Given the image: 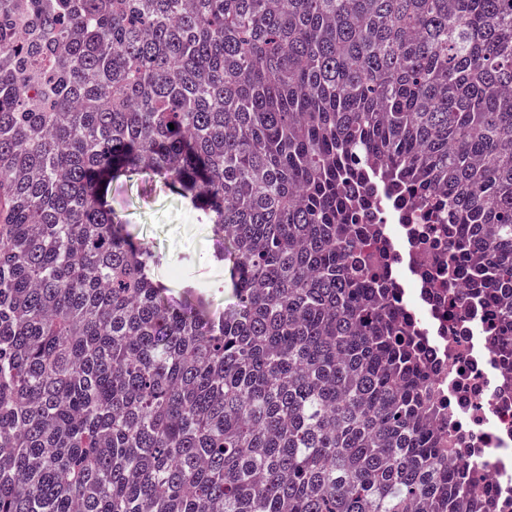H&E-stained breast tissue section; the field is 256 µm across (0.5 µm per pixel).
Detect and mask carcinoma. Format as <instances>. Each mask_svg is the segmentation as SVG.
Instances as JSON below:
<instances>
[{
    "mask_svg": "<svg viewBox=\"0 0 512 512\" xmlns=\"http://www.w3.org/2000/svg\"><path fill=\"white\" fill-rule=\"evenodd\" d=\"M138 173L212 225L223 312L115 216ZM369 188L511 361L512 0H0V512H489Z\"/></svg>",
    "mask_w": 512,
    "mask_h": 512,
    "instance_id": "1",
    "label": "carcinoma"
}]
</instances>
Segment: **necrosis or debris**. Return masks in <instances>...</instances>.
<instances>
[{
    "label": "necrosis or debris",
    "mask_w": 512,
    "mask_h": 512,
    "mask_svg": "<svg viewBox=\"0 0 512 512\" xmlns=\"http://www.w3.org/2000/svg\"><path fill=\"white\" fill-rule=\"evenodd\" d=\"M373 199L359 221L399 227L382 268L398 289V320L427 338L429 380L455 427L454 458L478 474L475 491L490 512H512V366L495 348L492 304L470 302L463 275L438 277L439 257L421 248L430 217L379 192Z\"/></svg>",
    "instance_id": "necrosis-or-debris-1"
}]
</instances>
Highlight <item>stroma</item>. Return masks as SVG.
Here are the masks:
<instances>
[{
	"instance_id": "35a3bbf8",
	"label": "stroma",
	"mask_w": 512,
	"mask_h": 512,
	"mask_svg": "<svg viewBox=\"0 0 512 512\" xmlns=\"http://www.w3.org/2000/svg\"><path fill=\"white\" fill-rule=\"evenodd\" d=\"M111 197L131 233L163 255V264L155 270L160 280L173 288L196 283L208 289L214 308H223L227 295L218 284L225 271L211 258L210 227L198 222L177 191L144 176L114 183Z\"/></svg>"
}]
</instances>
